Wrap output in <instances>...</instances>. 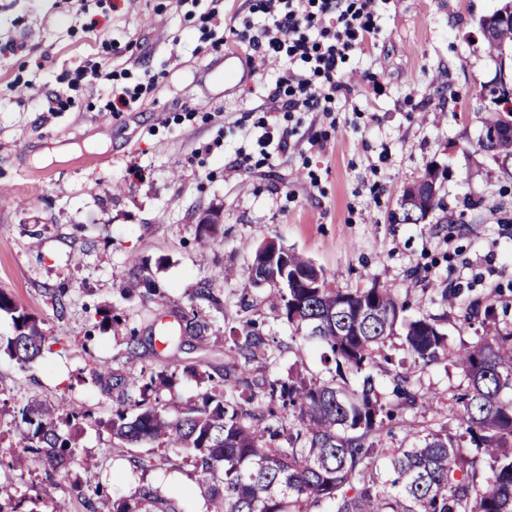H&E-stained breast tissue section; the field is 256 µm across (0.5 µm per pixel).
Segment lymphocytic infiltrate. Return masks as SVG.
Returning a JSON list of instances; mask_svg holds the SVG:
<instances>
[{"mask_svg": "<svg viewBox=\"0 0 512 512\" xmlns=\"http://www.w3.org/2000/svg\"><path fill=\"white\" fill-rule=\"evenodd\" d=\"M376 0H265L268 21L236 31L257 57L285 61L273 97L291 112H322L345 90L341 68L376 30Z\"/></svg>", "mask_w": 512, "mask_h": 512, "instance_id": "obj_1", "label": "lymphocytic infiltrate"}]
</instances>
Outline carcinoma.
<instances>
[{"label": "carcinoma", "mask_w": 512, "mask_h": 512, "mask_svg": "<svg viewBox=\"0 0 512 512\" xmlns=\"http://www.w3.org/2000/svg\"><path fill=\"white\" fill-rule=\"evenodd\" d=\"M500 57L512 50V23L495 27L486 41ZM481 147L495 158H512V141L497 138L512 123V112L484 107ZM250 273L256 284L277 289L274 311L295 333L317 343L328 374L283 380H251L246 367L271 365L286 348L261 330L254 319L240 321L232 342L243 364H227L224 374L208 376L212 385L201 402L170 420L160 394L174 386L180 371L166 367L152 372L131 392L126 377L107 364L92 376L103 393L118 392V406L104 424L122 445H151L133 457L141 469L153 466L155 449L171 450L164 463L189 472L206 490L210 512H512V328L488 323L470 346L454 349L448 333L431 316L406 320V304L389 289L376 285L355 291L331 287L329 275L315 288L294 287L296 272L314 270L313 262L288 251L287 275L266 269L259 256ZM192 302L223 312L224 302L204 277ZM14 314L16 334L9 338V356L26 364L35 359L47 336L31 314L0 291V311ZM174 326L164 331V345L204 339L210 321L198 308L173 312ZM403 337L405 359L392 376L396 405L412 406L411 369L446 361L464 376L467 390L452 412L457 430L444 424L413 448H385L375 440L383 418L393 412L383 403L373 373L388 341ZM90 417L83 406L66 399L55 405L30 404L21 420L28 432L23 454L47 460L53 469L69 471L75 456L70 426ZM387 460L386 472L378 462ZM80 484L93 491L90 512H182L176 503L149 485L129 496L109 500L96 483V466L82 461Z\"/></svg>", "instance_id": "carcinoma-1"}]
</instances>
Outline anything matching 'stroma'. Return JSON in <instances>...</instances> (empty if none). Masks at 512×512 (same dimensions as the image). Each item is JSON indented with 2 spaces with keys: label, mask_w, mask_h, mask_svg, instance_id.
Returning <instances> with one entry per match:
<instances>
[{
  "label": "stroma",
  "mask_w": 512,
  "mask_h": 512,
  "mask_svg": "<svg viewBox=\"0 0 512 512\" xmlns=\"http://www.w3.org/2000/svg\"><path fill=\"white\" fill-rule=\"evenodd\" d=\"M500 2L378 0L377 34L342 66L350 92L328 112H285L269 95L272 68H252L247 45L237 80H224V46L242 20L266 23L262 0H0V290L48 338L24 366L0 350V505L88 512L79 468L45 499L42 461L7 466L23 451L20 408L64 396L90 413L72 429L75 453L95 461L108 494L149 485L183 512H208L187 473L141 471L114 447L103 424L116 400L91 370L105 362L136 384L145 368L198 366L165 397L173 419L233 362L230 330L251 317L290 345L266 373L325 372L319 350L274 319L272 289L249 280L252 251L266 240L306 255L332 287L392 290L408 317L442 319L453 347L483 332L462 319L473 301L512 327V176L479 145V91L499 67L479 21ZM93 64L100 81L77 77ZM147 72L155 83L145 92ZM116 88L135 95L119 114ZM286 128L296 134L283 148ZM432 165L446 170L443 208L423 224L393 223L405 188ZM214 208L220 231L204 245L198 224ZM135 266L163 298L144 297ZM203 277L224 300L208 339L164 347L160 316L190 307ZM448 286L451 306L438 294ZM54 289L65 292L63 310ZM112 310L122 324L108 319ZM133 333L141 357L131 363ZM461 381L445 362L417 371L420 397L384 420V447L412 446L406 425L444 423Z\"/></svg>",
  "instance_id": "stroma-1"
}]
</instances>
